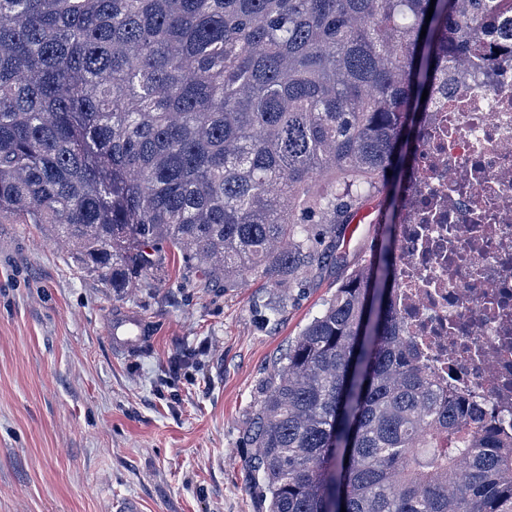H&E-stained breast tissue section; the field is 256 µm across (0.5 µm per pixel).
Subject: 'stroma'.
Masks as SVG:
<instances>
[{
	"mask_svg": "<svg viewBox=\"0 0 512 512\" xmlns=\"http://www.w3.org/2000/svg\"><path fill=\"white\" fill-rule=\"evenodd\" d=\"M373 236L349 224L342 262L301 288L253 272L196 288L172 250L152 287L117 294L41 225L0 224V512H115L125 495L144 512H265L260 392ZM123 309L149 327L129 355L106 335Z\"/></svg>",
	"mask_w": 512,
	"mask_h": 512,
	"instance_id": "stroma-1",
	"label": "stroma"
}]
</instances>
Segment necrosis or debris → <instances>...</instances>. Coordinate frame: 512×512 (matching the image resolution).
I'll list each match as a JSON object with an SVG mask.
<instances>
[{
    "label": "necrosis or debris",
    "instance_id": "necrosis-or-debris-1",
    "mask_svg": "<svg viewBox=\"0 0 512 512\" xmlns=\"http://www.w3.org/2000/svg\"><path fill=\"white\" fill-rule=\"evenodd\" d=\"M400 197L402 336L444 393L495 406L512 436V39L438 85Z\"/></svg>",
    "mask_w": 512,
    "mask_h": 512
}]
</instances>
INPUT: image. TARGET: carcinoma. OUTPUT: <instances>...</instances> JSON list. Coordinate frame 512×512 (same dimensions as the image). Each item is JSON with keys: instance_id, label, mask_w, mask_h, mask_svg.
<instances>
[{"instance_id": "obj_1", "label": "carcinoma", "mask_w": 512, "mask_h": 512, "mask_svg": "<svg viewBox=\"0 0 512 512\" xmlns=\"http://www.w3.org/2000/svg\"><path fill=\"white\" fill-rule=\"evenodd\" d=\"M430 2L0 0V223L54 226L118 294L171 249L199 288L302 285L411 157L447 65L512 26V0ZM393 277L347 274L265 384L266 512H512V438L434 390Z\"/></svg>"}]
</instances>
